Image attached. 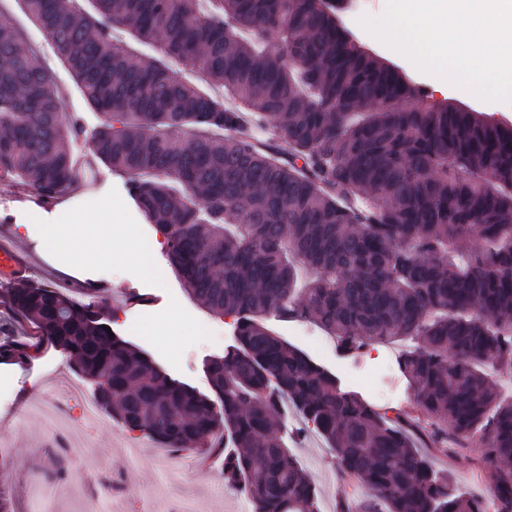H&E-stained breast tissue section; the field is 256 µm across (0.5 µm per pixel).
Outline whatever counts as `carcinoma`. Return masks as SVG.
<instances>
[{
	"label": "carcinoma",
	"mask_w": 512,
	"mask_h": 512,
	"mask_svg": "<svg viewBox=\"0 0 512 512\" xmlns=\"http://www.w3.org/2000/svg\"><path fill=\"white\" fill-rule=\"evenodd\" d=\"M16 3L98 115L96 159L165 236L187 292L236 318L235 344L207 366L210 397L109 335L105 291L11 289L18 319L70 354L99 404L177 450L222 424L235 448L224 479L253 512H319L315 483L273 434L286 402L320 430L340 479L364 489L337 512H479L415 435L446 455L480 445L499 512H512V396L484 370L512 378V125L428 100L356 45L330 0ZM118 28L128 42L114 43ZM174 61L207 85L184 82ZM248 124L284 146L254 142ZM85 131L0 14V181L63 196ZM475 233L481 246L461 251ZM271 315L319 324L343 353L414 341L400 368L427 421L341 389ZM29 355L24 340L0 341V358Z\"/></svg>",
	"instance_id": "1"
}]
</instances>
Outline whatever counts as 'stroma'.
<instances>
[{
  "instance_id": "obj_1",
  "label": "stroma",
  "mask_w": 512,
  "mask_h": 512,
  "mask_svg": "<svg viewBox=\"0 0 512 512\" xmlns=\"http://www.w3.org/2000/svg\"><path fill=\"white\" fill-rule=\"evenodd\" d=\"M384 9L385 0H343L341 17L361 45L398 67L425 89L431 100L464 104L489 119L512 124V104L481 99L469 89L412 69L354 20L355 14L373 18ZM23 28L33 49L55 71L65 112L85 111L83 98L40 29L28 21ZM108 207L117 213L119 223L132 228L139 237H157L155 226L146 221L135 205L123 179L102 165L93 180L73 188L50 209L20 205L13 199L10 185L0 183V239L17 245L35 266L34 284L65 293L78 288L110 287L102 313L113 331L147 351L173 378L210 393L205 364L208 359L223 355L225 348L233 344V319L208 311L188 295L169 264L165 249H158L156 254L161 272L157 278L133 276L116 265L114 255L123 247V239L108 226L96 235H86L77 223L78 218L98 214ZM50 224L74 242V249L59 251L46 246L43 229ZM202 323L214 327L213 336L192 335V328ZM268 323L282 336L310 349L312 356L336 373L343 389L369 397L362 381L365 354H341L336 340L328 335L322 338V348L314 349L308 340L297 336L298 322L272 317ZM407 348L404 341L391 344L390 369L385 377L395 393L390 407L402 412L413 411L417 406L413 389L400 370V358ZM71 386L80 387L88 398L96 396L95 386L77 372L66 353L51 344L39 345L24 360L0 359V485L4 486L14 512H82V501L90 496L99 497L101 512H165L161 504L165 496L205 499L210 512H247L240 492L224 482L223 453L204 449L185 481L173 489H164L162 444L147 433H138V463L128 466V431L120 419L105 411L89 426L84 447L70 462L71 472L81 477L80 483L70 486L66 493L52 494L41 504H31L28 488L45 477L43 456L47 452V438L41 417L43 402L50 395L67 400V389ZM275 433L288 440L316 484L320 506L334 512L339 501L359 499L360 486L339 483L336 459L322 438L304 433L299 422L285 415L278 421ZM422 453L437 473L452 477L462 490L476 496L488 492L489 472L478 448L460 449L452 457L427 447ZM126 472L138 488V499L123 494L102 496L104 477Z\"/></svg>"
}]
</instances>
